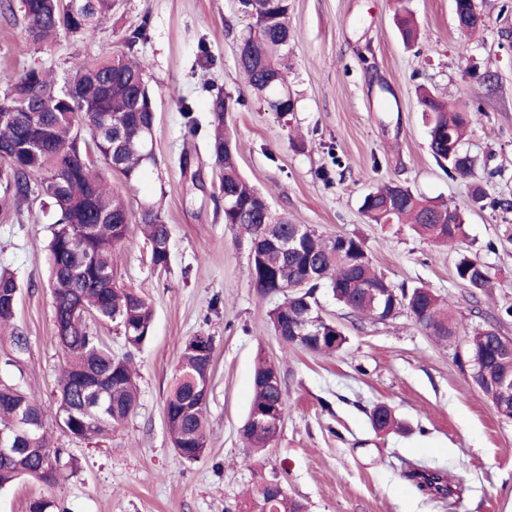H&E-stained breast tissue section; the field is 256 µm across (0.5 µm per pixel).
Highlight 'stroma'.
<instances>
[{"instance_id": "1", "label": "stroma", "mask_w": 512, "mask_h": 512, "mask_svg": "<svg viewBox=\"0 0 512 512\" xmlns=\"http://www.w3.org/2000/svg\"><path fill=\"white\" fill-rule=\"evenodd\" d=\"M95 38L60 33L47 48L27 43L20 25L0 22V73L37 67L63 75L73 57L123 49L140 24L150 37L134 52L148 66L157 115L158 159L135 185L112 183L131 207L158 201L171 229L172 262L158 274L138 225H131L117 268L155 310L150 340L128 351L112 324H94L116 355L131 354L139 405L107 438L83 442L46 421L50 445L73 470L48 486L21 479L0 489V512H27L37 497L67 512H238L262 481L278 479L307 512H512V421L503 420L462 363L464 332L491 324L512 337V0H476L484 32L462 34L453 0H290L298 36L285 63L293 112H271L236 66L249 20L238 0H113ZM405 5L419 28L402 39L396 22ZM236 103L227 128L239 170L274 211L327 236L359 238L376 270L392 284L422 285L451 297L462 330L454 344L436 342L407 313L383 322L354 316L327 290L321 314L347 342L333 355L284 349L267 327L275 298L262 299L249 278L250 243L225 223L210 198L205 154L182 172L189 144L182 104L208 127L209 91ZM466 103L477 120L463 147L477 160L489 201L471 203L473 180L448 177L428 145L421 89ZM395 181L416 195L467 212V236L437 246L407 224H376L363 196ZM52 216L0 218V265L23 288L16 325L28 348L17 355L0 337V379L54 403L63 354L55 334L45 245ZM477 256L494 276L490 293L472 295L456 276L460 255ZM214 339L207 406L208 451L179 457L165 421V399L185 342ZM273 361L286 412L269 448L248 457L240 430L257 355ZM388 404L400 429L374 432L368 414ZM438 469L457 486L447 503L417 491L408 467Z\"/></svg>"}]
</instances>
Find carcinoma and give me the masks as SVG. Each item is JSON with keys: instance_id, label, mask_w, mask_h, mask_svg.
Segmentation results:
<instances>
[{"instance_id": "carcinoma-1", "label": "carcinoma", "mask_w": 512, "mask_h": 512, "mask_svg": "<svg viewBox=\"0 0 512 512\" xmlns=\"http://www.w3.org/2000/svg\"><path fill=\"white\" fill-rule=\"evenodd\" d=\"M250 19L240 38L238 68L249 86L268 108L286 115L294 110L282 60L297 33L288 20V0H239ZM112 0H0V18L11 24L22 18L25 40L37 47L50 45L59 32L90 39L112 16ZM148 39V24H141L126 39L127 50L92 59H75L66 74L31 68L22 74L0 75V211L7 214L29 201L46 205L54 221L47 245L48 284L51 291L56 338L64 353L58 397L47 406L35 394L15 383L0 380V430L19 433V450L0 463V488L19 478L54 482L71 465L61 448L49 446L44 420L75 440L105 437L129 418L138 406L139 391L130 355L116 356L93 332L88 318L112 323L125 343L141 348L150 338L154 308L138 290L116 281L117 250L127 240L129 225L140 224L150 250L154 270L171 263V230L162 210L144 201L137 211L112 188L108 175L118 173L126 183L138 180L157 165L153 152L155 114L147 65L131 54L139 41ZM231 97L219 90L209 102L211 133L206 141L208 166L216 174L211 197L224 200V223L237 226L248 238L265 234L264 225L275 224L285 235L305 230L302 250L286 255L270 243L249 254V277L256 294L283 301L268 312V324L285 348H301L330 355L342 349L346 337L336 323L322 317L315 297L325 288L351 313L376 319L380 297L373 287L383 276L356 237L347 238L343 251L334 238L309 226L294 223L286 215H265L252 209L262 192L242 177L237 150L224 132V116ZM429 148L448 176L476 177V161L462 150L467 129L476 121L456 103L422 94ZM90 141L81 142L79 131ZM231 197L224 198V193ZM361 209L376 224L408 222L434 244L454 245L467 237L464 213L457 207L434 203L400 183L390 182L367 193ZM318 275L307 280V268ZM457 278L475 293L490 287L488 267L476 257L462 256L455 265ZM398 309L405 310L427 335L452 343L459 325L452 314L451 298L425 287L407 289L390 285ZM21 284L15 274L0 269V330L11 329L13 350H27V338L14 327L16 301ZM293 324H301L322 340L294 342L287 337ZM190 337L181 352L165 402L168 433L178 455L196 461L207 447V406L193 394L210 388L213 356L195 346ZM466 350L479 385L495 400V384L512 374V350L502 346L492 325L474 328L467 335ZM270 362L260 358L254 373L250 409L268 408L285 415L282 386L268 385ZM375 432L393 428L396 418L385 403L370 412ZM248 447L262 450L275 439L269 429L243 424ZM407 480L424 494L443 499L454 489L440 471L410 469ZM242 512H306V505L286 492L270 495L262 482Z\"/></svg>"}]
</instances>
